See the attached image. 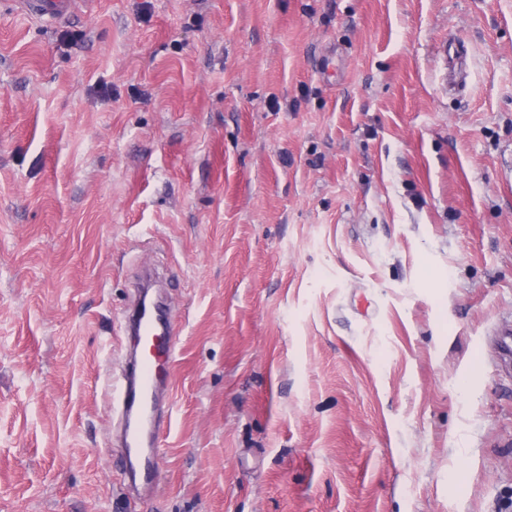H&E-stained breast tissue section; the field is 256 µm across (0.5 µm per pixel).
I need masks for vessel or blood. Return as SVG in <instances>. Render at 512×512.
<instances>
[{
	"instance_id": "1",
	"label": "vessel or blood",
	"mask_w": 512,
	"mask_h": 512,
	"mask_svg": "<svg viewBox=\"0 0 512 512\" xmlns=\"http://www.w3.org/2000/svg\"><path fill=\"white\" fill-rule=\"evenodd\" d=\"M134 344H150L151 356L133 353L123 387L126 425L123 435L126 467L134 486L151 493L159 476L161 459L157 452L160 431L154 418L158 394L167 387L169 369L176 347L167 337L173 332L171 322H159L155 312L134 311L129 318Z\"/></svg>"
}]
</instances>
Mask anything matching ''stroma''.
<instances>
[{
	"label": "stroma",
	"mask_w": 512,
	"mask_h": 512,
	"mask_svg": "<svg viewBox=\"0 0 512 512\" xmlns=\"http://www.w3.org/2000/svg\"><path fill=\"white\" fill-rule=\"evenodd\" d=\"M511 329L512 0H0V512H512ZM163 329L155 312L141 311L138 307L129 317V329L134 346L129 361L126 383L123 387V402L126 425L123 435L126 467L134 486L148 494L153 491L160 476L161 459L157 452L158 425L154 409L158 394L170 382L169 369L175 360L176 347L171 341L157 343L162 335L170 336L173 325L160 310ZM154 348L150 357L139 353L141 344Z\"/></svg>",
	"instance_id": "obj_1"
}]
</instances>
